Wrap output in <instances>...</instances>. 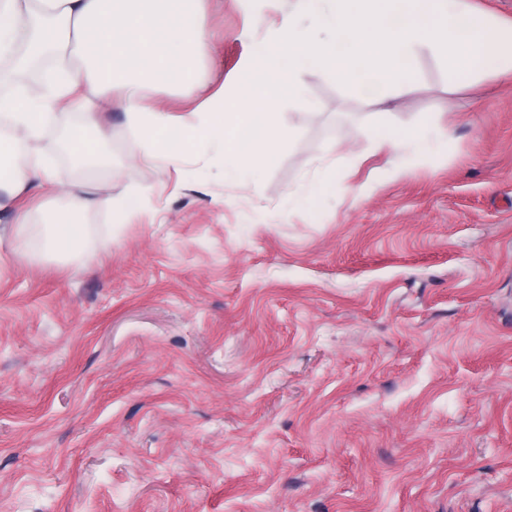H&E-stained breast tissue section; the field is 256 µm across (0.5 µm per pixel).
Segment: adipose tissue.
Listing matches in <instances>:
<instances>
[{"instance_id": "adipose-tissue-1", "label": "adipose tissue", "mask_w": 512, "mask_h": 512, "mask_svg": "<svg viewBox=\"0 0 512 512\" xmlns=\"http://www.w3.org/2000/svg\"><path fill=\"white\" fill-rule=\"evenodd\" d=\"M291 14V22L257 45L239 93L225 97L203 124L184 127L167 113L144 111L140 97L148 82L194 79L192 63L206 54L208 40L193 0H0V58L23 45L54 57L49 93L21 87L0 97V119L11 126L0 133V185L21 191L36 182L59 189L45 249L81 251L87 228L75 215L113 207L111 195L63 184L43 160L40 139L60 99H74L84 115L83 128L64 141L76 163L99 157L86 130L95 124L98 99L108 96L136 130L161 142L165 160L178 161L196 144L216 142L224 151L225 181L241 183L285 136L278 121L281 100L308 104L305 70H320L347 86L361 84L370 73L398 97L415 89L406 61L423 46L435 49L461 79L488 64L512 71V25L468 12L464 0H292ZM73 53L79 57L74 73ZM117 83L123 94L115 99ZM20 143L27 152L23 166L16 157Z\"/></svg>"}]
</instances>
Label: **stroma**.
Masks as SVG:
<instances>
[{
  "label": "stroma",
  "instance_id": "obj_1",
  "mask_svg": "<svg viewBox=\"0 0 512 512\" xmlns=\"http://www.w3.org/2000/svg\"><path fill=\"white\" fill-rule=\"evenodd\" d=\"M194 7V81L142 100L186 124L291 0ZM411 66L403 99L304 72L242 188L216 146L148 158L116 109L91 133L109 165L73 169L83 116L56 108L47 160L129 209L53 258L14 211L51 223L54 190L0 188V512H512V74ZM425 120L441 153L381 145Z\"/></svg>",
  "mask_w": 512,
  "mask_h": 512
}]
</instances>
